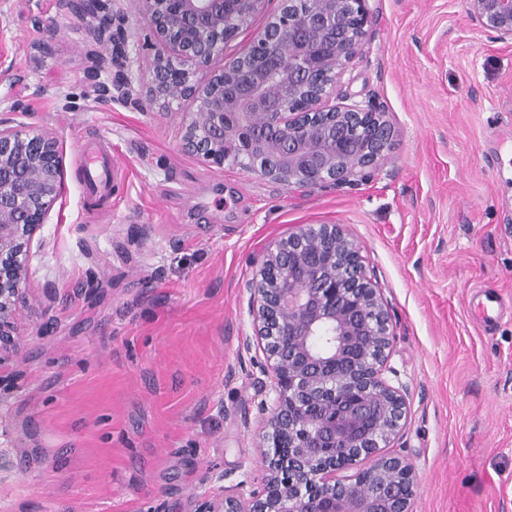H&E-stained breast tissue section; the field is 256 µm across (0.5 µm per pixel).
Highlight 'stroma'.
Returning a JSON list of instances; mask_svg holds the SVG:
<instances>
[{
  "instance_id": "obj_1",
  "label": "stroma",
  "mask_w": 512,
  "mask_h": 512,
  "mask_svg": "<svg viewBox=\"0 0 512 512\" xmlns=\"http://www.w3.org/2000/svg\"><path fill=\"white\" fill-rule=\"evenodd\" d=\"M116 7L139 90L158 46L137 0ZM366 7L341 90L380 106L394 149L356 185L302 190L188 154L192 102L102 99L62 0H0V120L51 131L63 163L0 367V512H197L259 487L274 395L242 344L248 284L302 224L340 225L389 311L412 512H512V45L465 0ZM99 141L122 172L110 209L80 175ZM476 290L503 306L485 329Z\"/></svg>"
}]
</instances>
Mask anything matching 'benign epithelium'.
<instances>
[{"mask_svg": "<svg viewBox=\"0 0 512 512\" xmlns=\"http://www.w3.org/2000/svg\"><path fill=\"white\" fill-rule=\"evenodd\" d=\"M268 0H138L161 50L148 69L155 100L190 99L183 148L290 188L352 185L392 149L393 130L369 101L339 92L345 65L369 23L366 0H279L262 31L204 81L198 71ZM86 33L115 55L92 58L93 80L121 55L112 0H63ZM473 25L512 44V0H466ZM106 99L132 102L120 75ZM52 133L0 122V366L19 349L15 310L24 256L62 190ZM253 336L262 346L274 404L268 409L262 486L243 484L198 512H410L416 474L389 455L407 411L408 386L390 366L391 318L365 274L361 250L337 224H305L269 244L250 284ZM361 459L371 465L341 479Z\"/></svg>", "mask_w": 512, "mask_h": 512, "instance_id": "obj_1", "label": "benign epithelium"}]
</instances>
